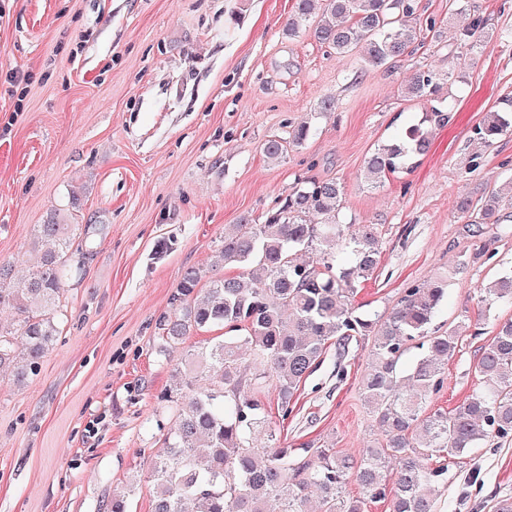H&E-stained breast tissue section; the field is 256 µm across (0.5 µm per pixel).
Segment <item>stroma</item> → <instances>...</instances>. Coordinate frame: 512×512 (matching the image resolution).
Masks as SVG:
<instances>
[{"label":"stroma","instance_id":"1","mask_svg":"<svg viewBox=\"0 0 512 512\" xmlns=\"http://www.w3.org/2000/svg\"><path fill=\"white\" fill-rule=\"evenodd\" d=\"M415 3L436 27L390 71L358 50L326 52L311 30L288 35L294 0H0V260H21L54 211L98 242L61 285L67 320L38 374L20 390L0 373V512H98L134 475L129 512H151L157 396L185 350L159 353L156 320L186 270L227 275L215 261L225 227L280 206L298 177L336 178L341 220L377 225V276L355 297L366 311L391 309L408 284L485 248L494 259L449 280L435 324L477 316L479 288L512 266V221L486 224L458 204L512 197V132L489 146L473 138L512 98V41L497 38L512 29V0H469L495 35L474 52L458 41L454 0ZM427 68L452 70L442 94L457 118L417 167L370 189L364 162L422 116L402 88ZM325 97L334 107L321 115ZM308 118L301 148L265 157L267 139ZM481 344L464 338L427 412L471 394ZM370 347L327 350L288 420H274L281 441L360 456L378 433L359 396ZM505 495L512 437L450 467L437 512H492Z\"/></svg>","mask_w":512,"mask_h":512}]
</instances>
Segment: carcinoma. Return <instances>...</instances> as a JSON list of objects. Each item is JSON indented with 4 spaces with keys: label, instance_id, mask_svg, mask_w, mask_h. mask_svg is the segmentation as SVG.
Listing matches in <instances>:
<instances>
[{
    "label": "carcinoma",
    "instance_id": "cac0c4a2",
    "mask_svg": "<svg viewBox=\"0 0 512 512\" xmlns=\"http://www.w3.org/2000/svg\"><path fill=\"white\" fill-rule=\"evenodd\" d=\"M456 2L463 40L485 42L483 20L470 13L468 0ZM294 9L288 35L319 9L315 40L339 55L362 47L370 67L396 66L423 27H435L433 20L422 25L414 0H295ZM447 78L418 71L404 85L405 96L423 102L426 112L368 157L364 175L372 188L411 170L414 159L429 151L433 130L452 122L455 107L440 97ZM509 131L512 102L506 101L475 126L474 138L489 146ZM312 132L304 121L288 137L266 140L263 153L276 161ZM342 196L334 178H300L280 207L255 218L244 215L224 229L220 258L236 274L201 288L199 271L184 273L172 310L158 319V351L198 331L218 328L224 334L190 347L174 368V385L159 396L174 426L149 463L152 512H364L367 500L389 501L390 512H435L436 488L450 465L489 439L512 437V319L492 324L491 338L478 349L474 371L481 386L448 412L422 415L443 387L445 367L460 351L464 333L459 324L431 331L448 301V277L466 270L470 260L489 261L494 254L482 248L446 274L408 285L392 309L361 312L353 300L378 268L380 240L373 224L340 222ZM475 206L482 219H492L503 200L493 192L476 202L466 197L460 210ZM77 230L79 225L52 215L34 225L26 273L0 265V308L17 316L16 329L0 326V372L17 367L19 387L63 331V280L94 252L86 239L73 260ZM478 303L475 338L484 335L492 309L512 307V270L479 289ZM360 339L372 340L361 389L380 437L355 460L311 441L298 448L280 445L270 427L266 389H274L278 415L287 420L328 343L343 350ZM412 347L420 353L406 368L403 358ZM390 463L395 477L389 485ZM350 479L362 497L344 498ZM137 486L132 480L112 492L99 512H127Z\"/></svg>",
    "mask_w": 512,
    "mask_h": 512
}]
</instances>
